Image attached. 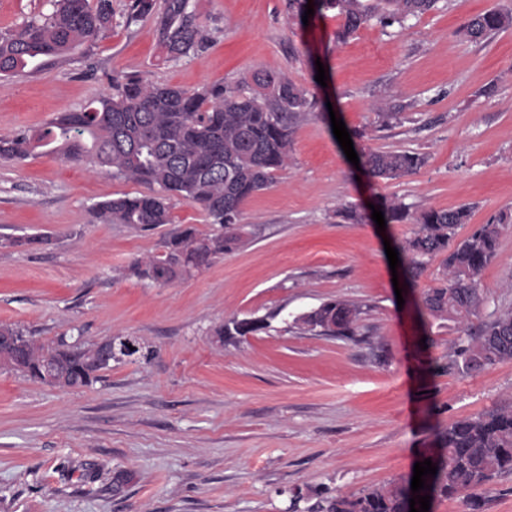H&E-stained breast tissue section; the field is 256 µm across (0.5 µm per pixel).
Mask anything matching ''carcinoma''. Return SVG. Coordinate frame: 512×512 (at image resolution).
Listing matches in <instances>:
<instances>
[{"mask_svg":"<svg viewBox=\"0 0 512 512\" xmlns=\"http://www.w3.org/2000/svg\"><path fill=\"white\" fill-rule=\"evenodd\" d=\"M437 0H317L344 19L336 40L344 41L365 23L401 25L410 15L424 14ZM155 13L154 0H130L129 20ZM112 0H56V9L39 20L0 33V77L30 63L59 60L84 45L94 44L112 26ZM159 41L170 60L198 53L209 36L189 10V0H164L158 13ZM512 27V11L489 10L463 27L471 40ZM316 100L286 75L259 74L234 85L222 81L197 89L146 82L136 76L112 77V92L78 111L63 112L42 128L0 138V158L23 161L38 151L64 162L104 169L115 178L140 183L149 192L123 195L96 204L94 216L103 223L153 227L171 223L174 202L199 205L220 233L200 234L187 227L165 242L162 255L138 262L132 272L140 279L165 285L190 274L230 250L238 241L242 205L264 190L271 173L288 164L293 127L313 111ZM363 167L374 177L393 179L422 168L425 156L411 152H360ZM471 208L429 209L415 218V237L403 248L406 273L418 277L428 262L441 258L442 276L424 293L433 316L465 323L483 303L479 277L496 255L498 228L490 222L450 245L455 228L468 223ZM361 311L337 299L322 303L297 318L304 328L327 336L356 339ZM264 328L263 321H232L218 335H246ZM467 344L451 366L476 373L512 360V309L496 311L478 330L464 329ZM1 336H15L7 369L44 381L45 366L56 368L61 386L84 388L111 368L90 359L96 343L53 345L28 339L15 328L0 326ZM431 456L435 476L420 491L430 499L476 497L475 490L495 477L512 473V406L484 411L452 422L438 437ZM408 487L392 484L356 497L323 499L320 512H403Z\"/></svg>","mask_w":512,"mask_h":512,"instance_id":"cac0c4a2","label":"carcinoma"}]
</instances>
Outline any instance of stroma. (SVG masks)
<instances>
[{
    "instance_id": "obj_1",
    "label": "stroma",
    "mask_w": 512,
    "mask_h": 512,
    "mask_svg": "<svg viewBox=\"0 0 512 512\" xmlns=\"http://www.w3.org/2000/svg\"><path fill=\"white\" fill-rule=\"evenodd\" d=\"M127 3L112 0V27L90 50L0 80V136L84 107L116 73L185 89L283 73L316 107L294 129L287 167L244 203L240 242L164 287L131 267L179 229L212 232L199 206L177 203L150 230L102 224L94 204L144 185L51 155L0 161V326L41 341L131 336L148 352L74 390L0 369V512H312L322 497L406 480L450 423L511 403L512 360L445 370L461 326L420 314L439 260L413 280L392 274L385 249L430 208L471 206L458 241L504 216L470 325L512 308V28L477 42L456 34L512 0H439L343 43L333 10L304 26L284 0H190L212 45L171 62L154 19L128 21ZM381 109L397 120L383 124ZM335 116L359 131L355 149L417 152L426 165L392 180L356 170ZM386 202L411 217L380 235L371 214ZM345 206L362 222L339 217ZM336 298L360 306L357 339L299 324ZM255 318L265 330L217 335Z\"/></svg>"
}]
</instances>
